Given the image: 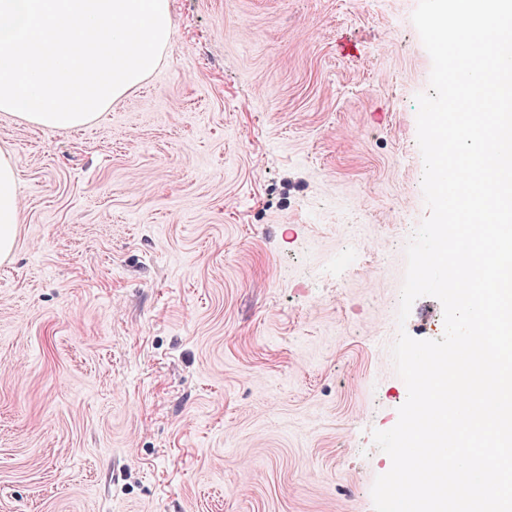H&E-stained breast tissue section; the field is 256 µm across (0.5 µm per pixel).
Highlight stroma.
Segmentation results:
<instances>
[{"mask_svg": "<svg viewBox=\"0 0 512 512\" xmlns=\"http://www.w3.org/2000/svg\"><path fill=\"white\" fill-rule=\"evenodd\" d=\"M418 0H171L87 126L0 112V512H373L426 217ZM368 254L347 267L351 245ZM12 158L0 152V261L11 257L19 224V198Z\"/></svg>", "mask_w": 512, "mask_h": 512, "instance_id": "obj_1", "label": "stroma"}]
</instances>
